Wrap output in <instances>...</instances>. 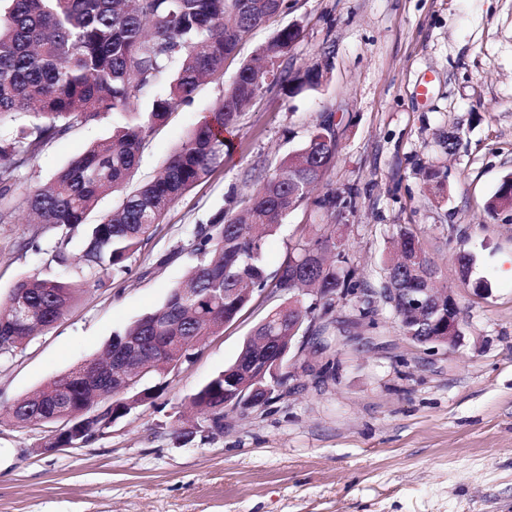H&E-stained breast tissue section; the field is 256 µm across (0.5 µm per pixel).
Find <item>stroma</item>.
<instances>
[{"label": "stroma", "instance_id": "1", "mask_svg": "<svg viewBox=\"0 0 512 512\" xmlns=\"http://www.w3.org/2000/svg\"><path fill=\"white\" fill-rule=\"evenodd\" d=\"M289 25L300 36L283 68L321 67L320 84L263 92L241 112L222 165L170 207L127 271L0 358V410L91 361L161 306L195 263V229L243 209L255 177L275 171L328 112L338 154L327 181L354 191L332 222L362 288H383L394 237L414 229L458 298L460 342L430 352L402 334L384 301L372 326L337 302L335 375H312L323 358L306 344L290 353L286 397L226 416L223 432L204 431L189 402L284 303L266 289L103 435L48 453L51 428L0 423V512H512V277L501 272L512 258V209L485 208L512 173V0H288L222 81L203 84L148 138L128 186L152 179L238 62ZM127 120L109 112L46 144L20 169L14 198ZM432 172L441 191L427 181ZM327 222L306 207L290 213L267 242L268 272ZM54 240L19 212L0 223V304L20 278L59 276ZM462 255L473 258L465 279Z\"/></svg>", "mask_w": 512, "mask_h": 512}]
</instances>
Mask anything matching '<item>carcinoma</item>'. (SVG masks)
Masks as SVG:
<instances>
[{
  "label": "carcinoma",
  "instance_id": "carcinoma-1",
  "mask_svg": "<svg viewBox=\"0 0 512 512\" xmlns=\"http://www.w3.org/2000/svg\"><path fill=\"white\" fill-rule=\"evenodd\" d=\"M285 8L286 0H0V117L18 113L31 118L18 136L0 139V223L12 214L9 203L19 169L44 145L105 113L129 114L131 120L111 137L90 146L23 199L37 223L54 229L56 263L71 265L67 246L74 232L101 198L124 188L155 128L193 101L204 81L222 79L224 64L238 45ZM298 38L299 29L284 27L252 59L242 61L223 98L168 157L160 174L126 193L118 209L91 225L77 259L80 281L27 276L14 285L11 295L22 301L27 316L21 319L14 306L0 305V356L52 327L79 295L127 269L126 262L151 238L170 206L223 161L224 131L236 124L243 106L276 86L300 89L298 77L281 68ZM335 160L329 115L275 172L257 177L243 212L197 228L196 265L160 307L122 334L140 343V356L132 363L136 373L163 378L189 362L192 343L222 332L271 281L288 295V304L271 310L251 335L281 337L267 347L265 360L272 364L288 352L306 320L325 318L336 298L359 293L333 224L319 237L295 244L275 274H268L264 263L265 245L288 213L310 201L334 214L343 203L332 187L311 198ZM511 208L509 174L486 209ZM397 245L385 287L402 289L396 307L402 333L448 335V309H434L421 319L413 307L419 289L437 287L436 269L417 234L400 228ZM253 347L247 340L236 362L191 398L209 431L224 432V389L245 383L243 404L231 408L243 413L267 407V391L287 384L268 370L247 379L237 372L238 363L253 356ZM117 394L107 381L87 384L76 370L16 400L7 419L41 428L85 410L99 411L93 419L72 421L68 436L56 441V447H66L112 417L128 414L140 400L128 392L122 403L108 406Z\"/></svg>",
  "mask_w": 512,
  "mask_h": 512
}]
</instances>
